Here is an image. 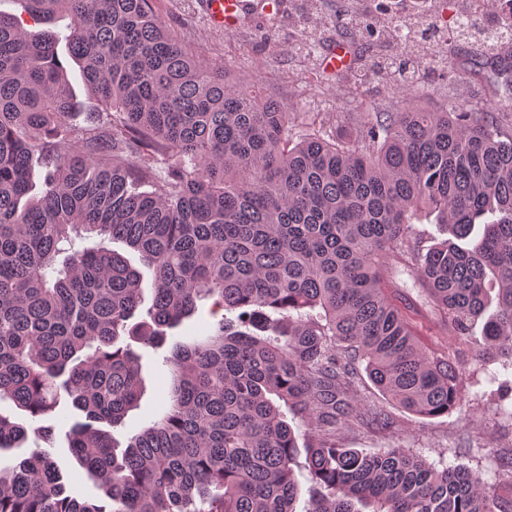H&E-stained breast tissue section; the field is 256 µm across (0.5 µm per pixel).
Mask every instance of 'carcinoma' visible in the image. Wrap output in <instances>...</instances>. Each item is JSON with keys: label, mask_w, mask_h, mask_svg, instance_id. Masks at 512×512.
I'll use <instances>...</instances> for the list:
<instances>
[{"label": "carcinoma", "mask_w": 512, "mask_h": 512, "mask_svg": "<svg viewBox=\"0 0 512 512\" xmlns=\"http://www.w3.org/2000/svg\"><path fill=\"white\" fill-rule=\"evenodd\" d=\"M0 10V512H512L482 473L393 448L336 443V426L390 428L356 399V363L424 418L459 408L462 369L419 344L383 263L402 256L459 345L512 368V26L459 77L501 81L485 109L412 104L348 132L295 128V113L200 60L155 0H13ZM512 15V0H479ZM401 45L411 28L390 15ZM104 111L74 124L58 38ZM434 218L451 238L407 239ZM137 252L155 277L107 242ZM497 314L477 323L491 292ZM212 301V334L166 358L168 406L117 452L142 394V355ZM78 411L69 455L106 501L62 482L55 420ZM305 423H288L287 414Z\"/></svg>", "instance_id": "cac0c4a2"}]
</instances>
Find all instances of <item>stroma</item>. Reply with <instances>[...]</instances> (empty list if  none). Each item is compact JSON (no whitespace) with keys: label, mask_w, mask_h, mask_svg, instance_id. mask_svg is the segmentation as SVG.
Masks as SVG:
<instances>
[{"label":"stroma","mask_w":512,"mask_h":512,"mask_svg":"<svg viewBox=\"0 0 512 512\" xmlns=\"http://www.w3.org/2000/svg\"><path fill=\"white\" fill-rule=\"evenodd\" d=\"M388 2L398 17L422 29L414 46L421 73L408 93L398 90L392 76L383 71L368 70L359 81L351 69L336 76L322 69L324 49L334 40L353 43L357 55L366 60L381 61L399 54L396 41L388 38L373 42L345 21L351 15L385 27V16L374 10L375 0H280L279 10L270 14L252 7L231 34L210 26L201 10V0H156L155 8L162 22L184 36L201 60L225 66L241 77L258 78L265 94L328 130L347 128L346 113L396 112L410 101L430 106L453 101L471 108L487 105L494 94L491 82L468 81L435 69L430 63L433 53L450 39L460 47L454 64L475 58L471 38L459 33L461 0ZM384 272L389 294L403 298V308L423 349L438 356H460L465 365V401L461 409L450 414L423 418L388 401L364 377L357 386V395L383 406L395 424L386 430L342 427L336 431L337 442L368 452L405 448L438 465L464 464L481 470L485 479L497 483L502 494L512 493V482L498 471L499 456L512 451V419L500 414L498 407H512V392L504 393L487 381L489 373L501 370V361L457 345L447 316L437 310L416 274L403 261L387 259ZM169 352L165 346L144 358L145 392L139 408L129 413L125 427L114 430L119 443H126L129 432L149 425L166 405L170 370L164 359ZM67 428L64 422L57 425L56 453L63 481L81 497H98L97 487L65 450Z\"/></svg>","instance_id":"35a3bbf8"}]
</instances>
